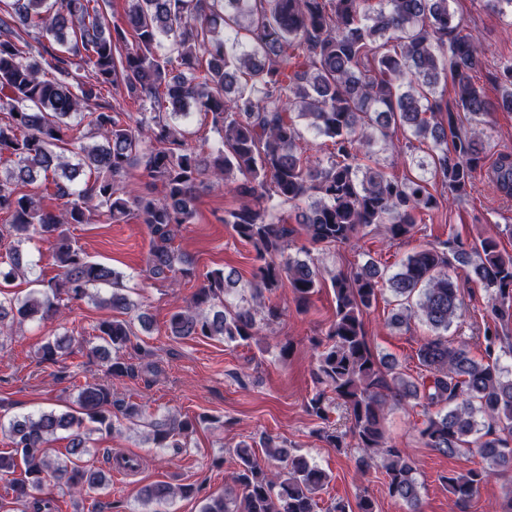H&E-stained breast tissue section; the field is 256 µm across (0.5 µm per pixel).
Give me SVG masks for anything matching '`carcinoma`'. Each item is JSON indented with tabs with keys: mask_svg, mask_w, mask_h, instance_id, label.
<instances>
[{
	"mask_svg": "<svg viewBox=\"0 0 512 512\" xmlns=\"http://www.w3.org/2000/svg\"><path fill=\"white\" fill-rule=\"evenodd\" d=\"M29 37L50 39L41 64L24 61L21 44ZM481 55L478 39L454 22L448 0H378L375 7L370 0H128L122 26L109 25L99 0H0V108L7 111L0 118V157L13 162L0 173V214L7 215L0 249L8 259L0 266V347L25 322L59 317L64 300L88 298L126 315L137 308L123 276L90 260L70 237L69 226L88 223L92 213L113 224L134 216L148 227L149 278L175 284L192 277L175 239L205 182L229 185L242 199L224 223L254 248L260 264L249 296L233 306L226 296L238 280L222 268L207 272L171 315L169 335L247 342L260 324L280 319V309L263 297L285 285L298 306H308L324 282L312 250L348 244L372 225L389 243L412 237L420 216L439 205L428 188L432 179L460 199L468 195L484 161L480 126L498 110L512 111V63L502 67L492 99L472 80ZM44 66L52 79L43 78ZM449 75L455 96L445 101L438 87ZM105 86L125 90L143 112L134 119L111 107L86 110ZM192 107L219 137L207 153L191 147L177 123ZM461 112L472 124L468 132L458 128ZM304 127L330 142L326 161L299 152ZM399 129L428 145L426 158L404 151L394 138ZM380 144L421 174L400 179L362 164L361 156ZM65 150L76 163L65 160ZM139 167L146 191L131 194L127 183ZM83 168L89 179L77 188L74 178ZM50 172L66 178L53 180L61 201L54 211L17 191L18 184ZM493 177L512 196L511 152L499 155ZM285 203L295 211L293 225L275 213ZM298 234L307 244L292 254ZM35 238L54 245L60 274L48 281L23 251ZM455 265L490 291L485 362L470 356L467 343L446 336L461 316L457 285L448 275ZM17 281L38 290L23 299L4 291ZM99 285L110 291L100 294ZM330 285L335 317L314 342L320 389L307 410L326 420L340 409L349 430H324L320 437L338 451L351 437L359 449L356 472L380 461L389 496L404 512H423L416 463L389 444L384 430L388 405H420L426 447L445 456L475 453L486 462L479 470L440 477L456 512H470L483 483L512 472V369L494 357L498 325L512 322V255L492 235L472 243L437 238L386 279L367 262L331 275ZM385 288L398 302L390 325L417 317L434 333L418 348L417 383L375 354L367 340L364 313ZM97 331L101 344L89 356L102 362L106 377L137 378L138 360L151 352L134 341L132 322L114 317ZM73 347L69 336L49 338L39 359L56 364ZM141 415L142 405L111 385L87 381L79 386L75 409L0 420L13 444L11 452H0V475L24 467V477L11 484L20 512H52V502L36 495L47 481L69 491L108 485L103 471L81 465L90 434ZM196 425L189 416L155 420V447L177 446ZM61 431L69 443L52 458L47 448ZM260 446L262 456L245 441L236 446L233 488L202 497L201 512H317L331 475L284 441L264 436ZM272 459L281 463L279 470L268 467ZM178 495L196 497L199 489L156 482L139 492L145 512H164ZM328 512H375V502L363 494L355 505L338 501Z\"/></svg>",
	"mask_w": 512,
	"mask_h": 512,
	"instance_id": "obj_1",
	"label": "carcinoma"
}]
</instances>
